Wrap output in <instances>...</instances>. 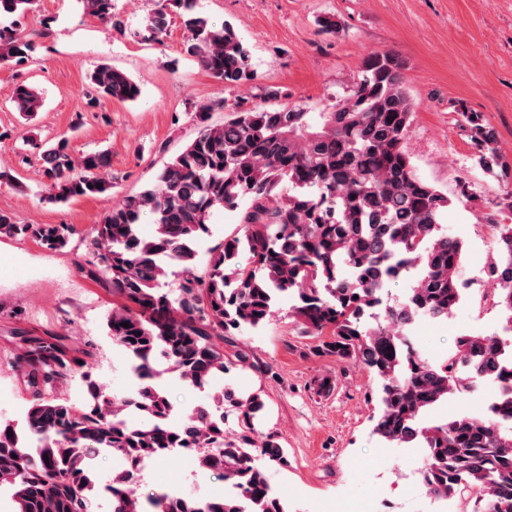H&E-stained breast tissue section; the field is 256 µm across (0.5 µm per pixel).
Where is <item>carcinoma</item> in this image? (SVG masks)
I'll return each instance as SVG.
<instances>
[{
	"label": "carcinoma",
	"instance_id": "cac0c4a2",
	"mask_svg": "<svg viewBox=\"0 0 512 512\" xmlns=\"http://www.w3.org/2000/svg\"><path fill=\"white\" fill-rule=\"evenodd\" d=\"M83 11L125 28L113 0H78ZM37 0H0V15L14 17L0 28V63L28 59L32 42L20 20ZM178 14L187 32L186 50L225 85L254 79L248 53L233 27L211 25L194 12L192 0H163L147 17L150 38L160 43ZM404 63L390 52L364 61L362 78L329 112L299 105H242L221 125L206 123L211 105L199 107L195 139L167 162L155 185L124 197L94 227L82 270L120 299L107 320L116 345L139 380L118 398L81 376L82 400L55 398L56 384L85 366L72 356L65 337L25 339L14 364L33 400L25 424L0 425V489L11 493L15 512H93L106 493L112 512H288L267 481L264 463L288 465L273 437L255 445L253 420L264 409L258 395L245 399L225 386L216 407L229 404L240 432L224 435V413L199 407L174 424V407L158 384L161 371L205 390L223 380L237 361L225 357L229 330L256 328L277 312L283 295L307 334L328 335L321 348L343 361L364 364L381 382L379 413L372 432L384 441L425 448L422 481L437 499L478 490L486 507L512 512V342L499 336L463 335L454 352L437 364L417 351L409 331L421 318L442 321L463 298L464 243L448 234L447 194L415 173L406 150L412 102ZM91 92L132 102L140 88L109 64L89 75ZM17 112L30 116L43 106L39 91L21 82L14 88ZM465 128L480 147L492 148L493 131L475 115ZM110 155L75 156L63 137L41 153L51 199L67 202L112 188ZM216 208L238 211L244 234L224 244L206 276L193 270L200 233ZM154 231H139L142 217ZM78 234L70 224H46L31 235L49 250L66 247ZM496 259L487 275L496 285V305L512 322V225H499ZM251 265L237 261L239 252ZM182 266L173 291H162L166 267ZM413 285L403 300L383 304L387 283L401 274ZM385 305L374 325L366 318ZM129 327H123V324ZM492 382L497 393L489 415L462 414L427 425L424 415L457 391ZM143 416L132 425L124 412ZM196 454L203 471L222 474V495L156 494L144 508L133 483L140 465L176 449ZM108 451L123 468L101 482L92 460Z\"/></svg>",
	"mask_w": 512,
	"mask_h": 512
}]
</instances>
